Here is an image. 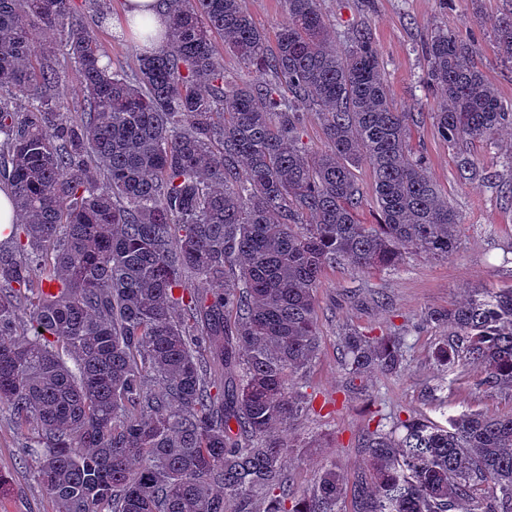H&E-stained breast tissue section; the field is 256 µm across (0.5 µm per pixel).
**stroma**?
Returning a JSON list of instances; mask_svg holds the SVG:
<instances>
[{
  "label": "stroma",
  "mask_w": 512,
  "mask_h": 512,
  "mask_svg": "<svg viewBox=\"0 0 512 512\" xmlns=\"http://www.w3.org/2000/svg\"><path fill=\"white\" fill-rule=\"evenodd\" d=\"M121 0H73L75 13L96 37L112 62L134 74L136 41L98 26L97 11L118 19ZM321 8L336 25V40L344 42L352 31L369 29L384 65L391 97L407 112H425L434 99L426 89L427 64L421 45L434 28L447 26L474 39L478 63L504 104L512 105V64L504 63L487 17L512 13V0H373L372 8L360 0H322ZM57 35L39 37L43 58L60 71L51 93L64 111L77 112L83 103L81 77L62 56ZM411 144L422 150L428 171L458 211V248L446 259L408 253L392 267L361 272L350 265L328 269L316 290V314L322 340L321 356L306 378L318 399L328 402L327 416L311 414L284 438L293 445L289 471L296 490L311 485L330 458L341 464L346 478L360 471L364 454L358 439L381 416H416L441 422L467 409L495 416L512 412V392L474 386L475 368H468L446 389H438L442 374L433 361L439 329L421 317L430 308L448 309L475 288L512 286V128L484 141L444 143L428 120L413 125ZM470 159L477 174L458 178L461 159ZM381 293L383 302L373 300ZM403 328L411 350L409 367L397 376H374L368 392L347 391L337 364L341 334L354 329L382 336ZM0 512H57V503L36 480L25 457L24 440L13 429L8 412H0Z\"/></svg>",
  "instance_id": "obj_1"
}]
</instances>
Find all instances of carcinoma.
<instances>
[{
	"instance_id": "carcinoma-1",
	"label": "carcinoma",
	"mask_w": 512,
	"mask_h": 512,
	"mask_svg": "<svg viewBox=\"0 0 512 512\" xmlns=\"http://www.w3.org/2000/svg\"><path fill=\"white\" fill-rule=\"evenodd\" d=\"M283 2L271 39L244 0H162L166 43L131 80L71 0H0V182L20 217L0 244V407L60 512H512V413L476 410L380 421L353 493L332 459L295 499L279 432L313 408L292 382L320 354L324 271L451 255L460 218L411 125L423 115L454 146L511 127L512 108L475 41L445 28L423 45L437 107L403 112L365 29L335 49L321 0ZM483 23L512 62V15ZM44 30L82 77L75 118L50 94ZM216 35L253 81L228 78ZM363 164L376 224L360 220ZM425 321L448 329L445 373L476 364L478 386L512 390V287ZM407 366L405 336H342L352 387Z\"/></svg>"
}]
</instances>
